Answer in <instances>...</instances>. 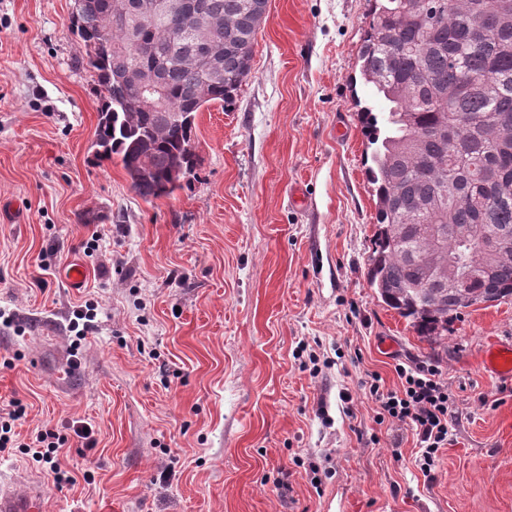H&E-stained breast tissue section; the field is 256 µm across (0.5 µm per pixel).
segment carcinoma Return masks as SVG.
<instances>
[{
    "mask_svg": "<svg viewBox=\"0 0 512 512\" xmlns=\"http://www.w3.org/2000/svg\"><path fill=\"white\" fill-rule=\"evenodd\" d=\"M224 23L222 76L208 77L186 19L131 36L109 21L110 0H75L71 24L85 48L101 106L99 153L116 159L146 201L169 197L198 165L197 112L230 104L252 71L268 0H186ZM358 62L363 84L385 104L367 107L376 184L375 244L368 278L382 302L432 344L465 310L512 297V251L487 256L467 293L452 291L420 256L438 253L457 270L487 230L512 238V0H373ZM499 23L474 37L478 11ZM139 66L157 75L164 108L139 112ZM147 160L148 175L141 173ZM428 208L419 211L415 203Z\"/></svg>",
    "mask_w": 512,
    "mask_h": 512,
    "instance_id": "1",
    "label": "carcinoma"
}]
</instances>
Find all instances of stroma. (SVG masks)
<instances>
[{
  "label": "stroma",
  "mask_w": 512,
  "mask_h": 512,
  "mask_svg": "<svg viewBox=\"0 0 512 512\" xmlns=\"http://www.w3.org/2000/svg\"><path fill=\"white\" fill-rule=\"evenodd\" d=\"M73 4L0 0V405L65 437L74 480L17 448L0 473L47 512H512V396L482 367L512 298L438 346L368 282L370 95L349 78L370 0H269L246 83L196 116L194 176L150 203L96 155ZM399 363L454 396L427 476L366 386L397 389Z\"/></svg>",
  "instance_id": "1"
}]
</instances>
